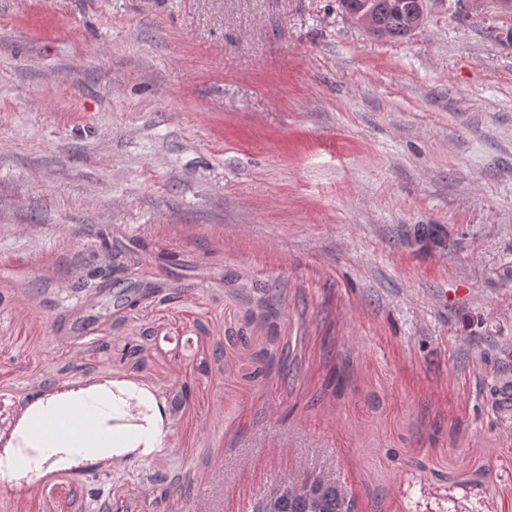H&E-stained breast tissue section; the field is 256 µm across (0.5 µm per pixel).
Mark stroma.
Instances as JSON below:
<instances>
[{
	"instance_id": "obj_1",
	"label": "stroma",
	"mask_w": 512,
	"mask_h": 512,
	"mask_svg": "<svg viewBox=\"0 0 512 512\" xmlns=\"http://www.w3.org/2000/svg\"><path fill=\"white\" fill-rule=\"evenodd\" d=\"M509 26L497 0H427L406 40L336 0H0V435L98 376L169 418L153 457L0 512H246L305 470L357 512H512Z\"/></svg>"
}]
</instances>
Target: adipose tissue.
<instances>
[{
	"mask_svg": "<svg viewBox=\"0 0 512 512\" xmlns=\"http://www.w3.org/2000/svg\"><path fill=\"white\" fill-rule=\"evenodd\" d=\"M166 418L164 404L137 384L95 378L68 385L26 405L0 470L44 476L99 458L119 461L134 451L150 457L165 444ZM22 448L39 449V458L19 456Z\"/></svg>",
	"mask_w": 512,
	"mask_h": 512,
	"instance_id": "adipose-tissue-1",
	"label": "adipose tissue"
}]
</instances>
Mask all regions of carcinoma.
I'll use <instances>...</instances> for the list:
<instances>
[{"label": "carcinoma", "instance_id": "cac0c4a2", "mask_svg": "<svg viewBox=\"0 0 512 512\" xmlns=\"http://www.w3.org/2000/svg\"><path fill=\"white\" fill-rule=\"evenodd\" d=\"M341 8L351 15L369 5V9L383 25L382 37L404 39L409 37L407 18L418 9V0H339ZM282 490L275 498L261 495L250 503L251 512L264 508V512H351L355 500L346 497L344 486L334 480L322 477L314 481L310 491L297 494L288 488V481H280Z\"/></svg>", "mask_w": 512, "mask_h": 512}]
</instances>
